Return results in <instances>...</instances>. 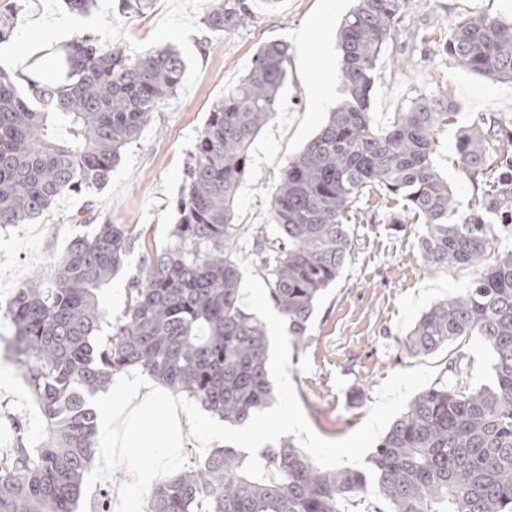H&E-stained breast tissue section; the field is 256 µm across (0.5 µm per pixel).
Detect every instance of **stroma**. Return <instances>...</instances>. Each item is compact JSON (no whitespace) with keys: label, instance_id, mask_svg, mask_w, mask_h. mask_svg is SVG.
<instances>
[{"label":"stroma","instance_id":"obj_1","mask_svg":"<svg viewBox=\"0 0 512 512\" xmlns=\"http://www.w3.org/2000/svg\"><path fill=\"white\" fill-rule=\"evenodd\" d=\"M279 0L257 12L254 21L233 32H212L202 22L201 0H152L147 14L128 18L118 0H97L91 15L70 14L63 0H0V11L16 8L15 35L0 46V62L20 69L21 49L34 26H65L70 36L92 34L101 42L137 55L169 44L182 54L186 69L175 98L153 112L140 138L128 145L101 189L60 196L49 212L31 224L0 225V366L11 365L7 349L13 328L7 307L17 288L33 273L62 258L73 239L92 234L106 222L130 224L142 236L126 262L99 291L110 318L125 310L131 278L146 251L169 245L176 222L174 201L184 170L211 107L247 73L252 58L266 42H290L288 81L276 114L250 148V162L234 204L240 226L235 241L240 260L252 261L255 236L274 241L270 221L272 193L290 158L318 132L327 119L316 109L307 89L325 86L330 106L344 97L340 23L354 0ZM512 17V0H409L391 43L381 59L373 118L377 128L390 126L397 112L422 93L443 90L459 106L457 122L438 136L434 163L447 179L459 211L474 205L477 194L459 165L455 150L458 126L481 113H512V84L461 69L435 55V42L469 14ZM316 45L314 55L295 46L299 31ZM391 202L378 193L357 204L363 223L354 227L351 256L336 281L319 300L306 339L290 348V378L311 429L340 440L366 420L376 390L392 373L419 365L437 368L434 385L453 378L459 353L469 361L465 384L475 389L494 380L492 354L479 337L449 343L427 356H408L397 343L421 313L435 302L468 287L474 276L464 266H430L420 253L424 225L407 219L391 230ZM12 378L17 395L0 399V448L10 447L14 421H21L30 442H38L44 423L20 370ZM150 495L133 486L125 458L100 474L90 469L76 512H145Z\"/></svg>","mask_w":512,"mask_h":512}]
</instances>
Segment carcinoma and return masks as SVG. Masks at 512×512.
I'll use <instances>...</instances> for the list:
<instances>
[{"label": "carcinoma", "instance_id": "1", "mask_svg": "<svg viewBox=\"0 0 512 512\" xmlns=\"http://www.w3.org/2000/svg\"><path fill=\"white\" fill-rule=\"evenodd\" d=\"M407 7L408 0H356L344 19L346 98L288 161L270 212L280 240L270 248L256 239L254 262L271 281L289 336L301 341L350 258L360 197L376 190L403 201L426 228L425 262L468 265L475 277L423 312L399 342L421 356L479 336L494 355V383L421 391L368 459L373 479L323 469L287 441L260 453L268 478L253 479L242 473L246 455L224 447L162 479L146 512H348L372 488L373 512H512V116L480 114L458 130L460 166L483 185L476 206L458 213L433 161L436 134L456 123L448 94L422 93L391 126L374 125L378 62ZM15 17L0 12V44L13 37ZM254 18L249 0H203L210 30L231 32ZM288 51L282 40L263 45L213 105L177 197L172 241L132 277L129 303L108 335L100 336L107 313L98 291L139 239L131 225H96L17 288L8 306L11 351L44 432L36 445L20 434L0 449V512H75L94 458L92 399L130 368L234 426L274 400L265 329L240 299L233 216L250 146L279 107ZM436 53L512 83V21L470 14L438 39ZM27 67L21 74L0 66L1 225L26 224L66 192L104 186L185 72L171 45L131 56L88 35L52 49L51 64L33 59Z\"/></svg>", "mask_w": 512, "mask_h": 512}]
</instances>
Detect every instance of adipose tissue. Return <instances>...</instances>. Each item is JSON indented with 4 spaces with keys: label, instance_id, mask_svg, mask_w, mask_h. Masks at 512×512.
Returning a JSON list of instances; mask_svg holds the SVG:
<instances>
[{
    "label": "adipose tissue",
    "instance_id": "obj_1",
    "mask_svg": "<svg viewBox=\"0 0 512 512\" xmlns=\"http://www.w3.org/2000/svg\"><path fill=\"white\" fill-rule=\"evenodd\" d=\"M99 426L95 458L99 469L112 467L115 456L133 448H151L167 463H174L191 423L192 407L156 381L130 373L97 398ZM164 424L155 435L154 420Z\"/></svg>",
    "mask_w": 512,
    "mask_h": 512
}]
</instances>
